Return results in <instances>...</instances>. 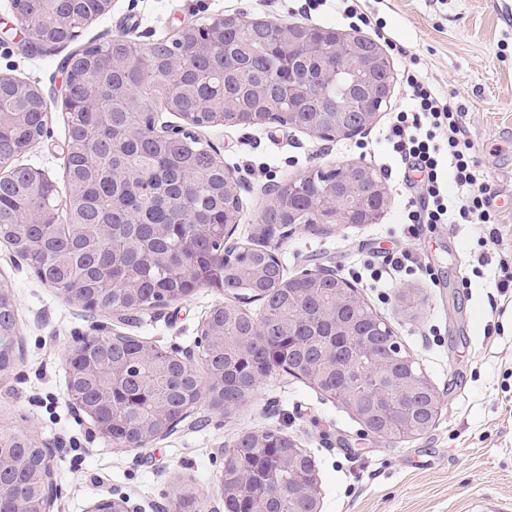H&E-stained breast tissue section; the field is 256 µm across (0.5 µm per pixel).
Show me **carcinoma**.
<instances>
[{"instance_id": "1", "label": "carcinoma", "mask_w": 512, "mask_h": 512, "mask_svg": "<svg viewBox=\"0 0 512 512\" xmlns=\"http://www.w3.org/2000/svg\"><path fill=\"white\" fill-rule=\"evenodd\" d=\"M14 2L31 18L36 45L47 48L74 42L111 0ZM289 29L292 39L282 42L278 28L245 27L237 17L183 27L151 44L147 68L144 48L122 36L64 57L70 95L62 208L53 181L13 165L43 133V95L0 75V160L12 164L0 175V240L38 278L102 313L151 310L201 287L261 305L258 315L235 302L214 306L203 322L208 343L199 366L123 333L77 345L67 360V395L92 405L117 441L137 445L171 432L187 400L204 391L230 413L253 393L257 377L280 370L368 418L383 438L420 435L435 425V390L422 371L402 401L391 386L410 377L405 363L390 364L384 376L369 372L395 341L376 335L380 318L363 300L336 306L337 294L353 291L349 283L317 273L288 278L271 253L278 226L331 232L318 224L329 192L318 172L281 185L282 204L265 212L257 238L228 247L217 232L241 217L240 202L228 208L224 162L190 132L171 135L150 126L161 111L196 127H236L251 117L265 125L290 120L331 140L352 136L344 112L364 98L366 87L387 89L389 59L368 40L338 56L326 29L318 33L324 51L310 53L304 50L309 28ZM329 65L341 81L326 89L322 75ZM97 96L101 106L88 109L87 100ZM348 178L360 194L372 191L369 173L352 170ZM17 333L14 295L0 283V369L11 364ZM351 335L372 350L362 365L349 357ZM288 456L296 460L291 469L281 466ZM44 457L27 435L0 432L4 484L21 494L23 505L38 500ZM243 468L256 480L271 479L281 493L242 486ZM312 474V459L279 431L247 432L224 449L222 483L233 493L235 512H312L318 501L289 494ZM198 506V496L188 492L176 499L174 512H198Z\"/></svg>"}]
</instances>
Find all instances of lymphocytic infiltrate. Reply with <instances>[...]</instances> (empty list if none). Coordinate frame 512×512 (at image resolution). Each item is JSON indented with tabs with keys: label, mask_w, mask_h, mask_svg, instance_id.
Wrapping results in <instances>:
<instances>
[{
	"label": "lymphocytic infiltrate",
	"mask_w": 512,
	"mask_h": 512,
	"mask_svg": "<svg viewBox=\"0 0 512 512\" xmlns=\"http://www.w3.org/2000/svg\"><path fill=\"white\" fill-rule=\"evenodd\" d=\"M408 106L395 112L386 134L395 158L418 174L408 201L410 234L427 224L496 223L493 184L481 168L465 110L442 95L418 57L400 71Z\"/></svg>",
	"instance_id": "1"
}]
</instances>
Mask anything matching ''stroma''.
Wrapping results in <instances>:
<instances>
[{
    "label": "stroma",
    "instance_id": "1",
    "mask_svg": "<svg viewBox=\"0 0 512 512\" xmlns=\"http://www.w3.org/2000/svg\"><path fill=\"white\" fill-rule=\"evenodd\" d=\"M304 0H112L109 13L87 25L78 45L113 36L145 45L181 25L218 16L348 29L334 10L306 15ZM375 9L396 46L388 58L400 71L410 56L424 64L436 88L467 112L482 169L499 193L497 240L480 245L470 224H436L408 232L410 191L385 139L391 111L403 104L394 83L372 128L323 141L278 124L194 133L242 184L243 218L233 239L250 240L267 194L283 180L329 165L364 160L380 175L389 201L376 224L341 225L327 235L301 224L274 238L287 277L330 267L392 329L435 387L441 410L426 434L386 440L365 432L345 406L284 372L265 379L232 415L200 402L177 428L143 448H119L96 431L67 395L66 359L85 336L123 332L170 353L199 348L201 323L225 301L222 291L197 289L182 301L128 321L90 311L38 279L5 243L0 276L15 296L16 361L0 371V429L19 430L50 449L58 499L54 512H89L104 496H127L141 512H173L174 491L195 490L200 512H221L224 450L244 432L287 434L315 462L320 512H471L483 500L512 512V293L493 296V268L472 269L481 252L512 253V0H378ZM12 0H0V74L41 88L42 136L15 163L66 185L67 115L60 62L68 47L43 53L21 49ZM410 250V272L381 287L372 281L388 252ZM470 287H463V277ZM413 293L407 309L404 293Z\"/></svg>",
    "mask_w": 512,
    "mask_h": 512
}]
</instances>
